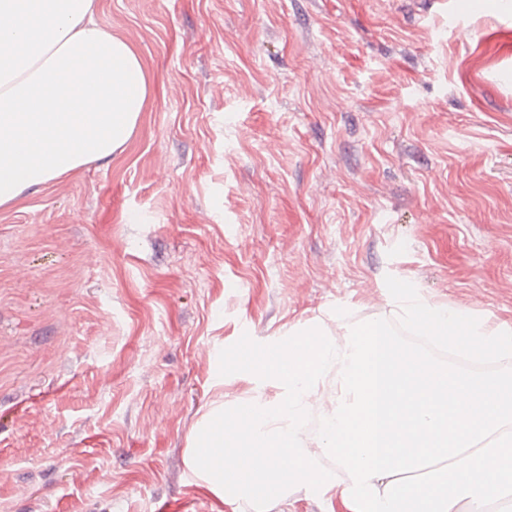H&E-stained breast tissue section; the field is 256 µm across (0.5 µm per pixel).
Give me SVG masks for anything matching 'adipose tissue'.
I'll list each match as a JSON object with an SVG mask.
<instances>
[{
	"label": "adipose tissue",
	"mask_w": 512,
	"mask_h": 512,
	"mask_svg": "<svg viewBox=\"0 0 512 512\" xmlns=\"http://www.w3.org/2000/svg\"><path fill=\"white\" fill-rule=\"evenodd\" d=\"M98 0H0V207L130 139L143 64L96 19Z\"/></svg>",
	"instance_id": "obj_1"
}]
</instances>
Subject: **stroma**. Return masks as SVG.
Returning <instances> with one entry per match:
<instances>
[{"mask_svg": "<svg viewBox=\"0 0 512 512\" xmlns=\"http://www.w3.org/2000/svg\"><path fill=\"white\" fill-rule=\"evenodd\" d=\"M145 110L0 208V512H253L189 469L221 350L391 319L386 276L512 321V0H99Z\"/></svg>", "mask_w": 512, "mask_h": 512, "instance_id": "stroma-1", "label": "stroma"}]
</instances>
